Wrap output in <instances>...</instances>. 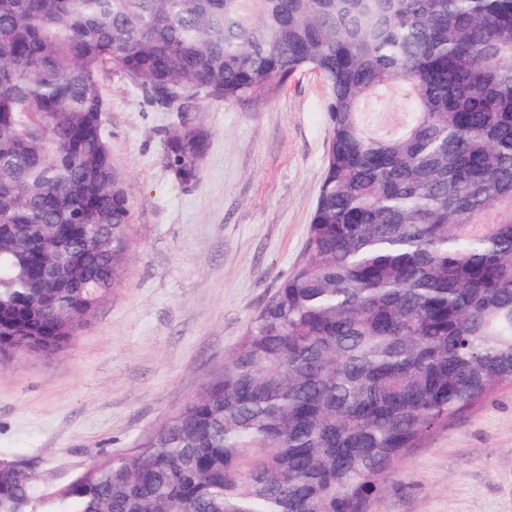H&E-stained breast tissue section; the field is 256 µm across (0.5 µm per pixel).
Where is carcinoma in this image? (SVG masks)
<instances>
[{
	"mask_svg": "<svg viewBox=\"0 0 512 512\" xmlns=\"http://www.w3.org/2000/svg\"><path fill=\"white\" fill-rule=\"evenodd\" d=\"M112 69L186 112L316 71L330 139L303 260L195 399L56 495L0 472V512H363L512 384V0H0L1 361L61 349L127 267ZM394 87L410 110L377 134L362 112ZM207 143L168 136L181 185ZM66 255L82 278L43 287Z\"/></svg>",
	"mask_w": 512,
	"mask_h": 512,
	"instance_id": "carcinoma-1",
	"label": "carcinoma"
}]
</instances>
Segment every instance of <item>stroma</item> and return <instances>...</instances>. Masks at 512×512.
<instances>
[{"label": "stroma", "instance_id": "obj_1", "mask_svg": "<svg viewBox=\"0 0 512 512\" xmlns=\"http://www.w3.org/2000/svg\"><path fill=\"white\" fill-rule=\"evenodd\" d=\"M101 88L132 193L126 273L61 351L0 364V459L47 493L128 453L223 368L303 258L329 146L328 89L307 69L266 98L202 102L190 119L209 144L185 187L163 152L180 114L113 71ZM364 512H512V385L434 430Z\"/></svg>", "mask_w": 512, "mask_h": 512}]
</instances>
